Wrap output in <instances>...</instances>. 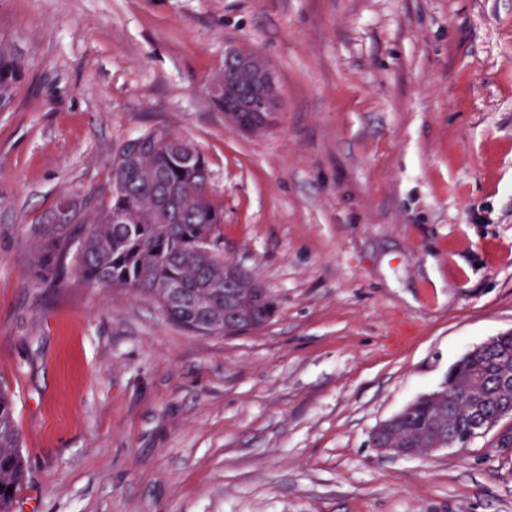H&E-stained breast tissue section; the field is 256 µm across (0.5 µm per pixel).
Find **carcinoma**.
Here are the masks:
<instances>
[{
  "mask_svg": "<svg viewBox=\"0 0 512 512\" xmlns=\"http://www.w3.org/2000/svg\"><path fill=\"white\" fill-rule=\"evenodd\" d=\"M24 75L18 58L0 46V104L11 103ZM116 193L106 206L88 215L76 235L55 227L46 235L38 262L47 274L73 264L77 277L103 288L133 291L154 301L183 329L197 334L224 333V316L238 314L260 330L274 316L273 296L263 302L245 299L224 310V260L219 245L224 207L210 195L208 159L190 140L163 132H146L127 141L112 161ZM501 365L477 354L458 361L457 376L469 389L487 393L485 410L494 416V394ZM448 423L443 389L414 400L406 423L385 436L392 448L412 440L427 448L433 442L428 422ZM14 399L0 385V512H12L14 491L26 481Z\"/></svg>",
  "mask_w": 512,
  "mask_h": 512,
  "instance_id": "cac0c4a2",
  "label": "carcinoma"
}]
</instances>
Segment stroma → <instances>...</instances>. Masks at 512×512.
<instances>
[{"label":"stroma","instance_id":"obj_1","mask_svg":"<svg viewBox=\"0 0 512 512\" xmlns=\"http://www.w3.org/2000/svg\"><path fill=\"white\" fill-rule=\"evenodd\" d=\"M0 44L14 512H512V422L431 458L370 440L512 331V0H0ZM231 45L274 74L265 134L213 105ZM152 130L207 157L224 258L278 302L262 330L45 280L49 217L101 207ZM23 75L24 68L18 58L7 47L0 46V106L11 103Z\"/></svg>","mask_w":512,"mask_h":512}]
</instances>
